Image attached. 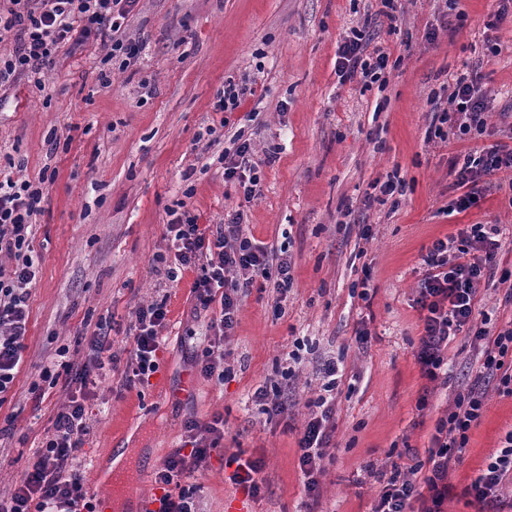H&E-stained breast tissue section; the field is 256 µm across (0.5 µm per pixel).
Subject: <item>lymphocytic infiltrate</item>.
<instances>
[{
    "mask_svg": "<svg viewBox=\"0 0 512 512\" xmlns=\"http://www.w3.org/2000/svg\"><path fill=\"white\" fill-rule=\"evenodd\" d=\"M139 0H6L0 6V39L13 34L17 46L0 54V87L19 81L44 89L45 76L56 65L65 46L99 43L104 51L99 60L101 86L112 83V68H127L142 51L139 43L126 39L123 26ZM367 29L353 30L336 53V73L341 82L362 86L385 83L389 55L384 48L371 47ZM488 106L482 75L471 70L455 82L440 122H454L460 134H485L489 129ZM233 153L221 156L224 178L237 181L245 200L261 194L260 179L252 164V147L235 138ZM462 193L450 211L463 212L479 206L490 189L512 190V144L497 142L468 151L457 169ZM45 200L42 182L13 178L0 171V255L13 262L0 267V396L7 394L23 361L29 319V288L36 278L38 259L30 236ZM241 212L230 214L224 226L200 227L196 219L173 214L165 238L175 259L185 269H197L192 293L197 305L212 310L208 335L196 350L193 366L203 377L224 380V341L231 335L240 308V283L253 277L274 278L277 291L291 284L286 258L253 243L243 233ZM500 229L495 224H469L437 239L423 258L416 304L422 311V334L416 360L429 381L438 380L445 365V352L459 334H466L478 351L482 364L473 383L458 393L454 408L440 419L431 439L426 462L405 466L392 463L390 475L371 512H442L449 470L460 461L469 432L485 410L486 384L512 396V327L493 329L490 316L476 317L479 285L492 279L501 249ZM167 324L164 302H151L136 312L133 348L127 361L112 351L109 328L99 324L89 338L91 354L86 361L67 359L59 349V361L44 366L40 379L49 387H62L66 401L45 434L29 470L9 497L0 498V512H97L88 495L78 454L90 431L89 403L93 398L92 376L104 368L120 369L126 386L148 382L159 369L163 347L161 331ZM341 373L337 361H328L324 393L314 400V409L298 441L299 466L308 496L306 512H315L320 494L318 475L335 431L334 391ZM184 440L161 463L155 474L159 490L156 512H198V487L192 477L212 455L221 451L224 421L188 419ZM512 481V431L500 450L480 469L467 492L475 500L497 506L501 490Z\"/></svg>",
    "mask_w": 512,
    "mask_h": 512,
    "instance_id": "1",
    "label": "lymphocytic infiltrate"
}]
</instances>
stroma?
Segmentation results:
<instances>
[{
  "mask_svg": "<svg viewBox=\"0 0 512 512\" xmlns=\"http://www.w3.org/2000/svg\"><path fill=\"white\" fill-rule=\"evenodd\" d=\"M380 0H140L125 22L143 52L97 79L98 46L61 54L44 90L27 82L0 101V164L19 177L52 172L44 211L32 228L38 256L30 290L23 363L0 402V497L27 471L65 400L61 388L32 391L42 365L65 347L85 361L99 320H110L112 350L127 358L137 309L165 301L156 381L126 388L101 370L90 432L78 458L90 495L119 474L142 493L179 446L183 422L224 420V452L195 481L200 512H225L232 454L262 461L251 512H303L308 497L298 439L323 366L342 361L336 431L319 478L316 512H370L388 452L406 465L425 459L439 418L470 385L478 364L466 336L448 346L446 380L423 378L415 354L422 329L415 304L422 257L466 224L501 230L499 266L482 282L480 307L496 328L512 326V195L492 190L479 207L448 211L458 196L448 160L486 147L512 129V23L497 31L492 55L485 23L493 0H397L396 20ZM369 24L390 55L383 87L340 83L336 53L351 29ZM480 66L492 135L458 139L440 124L457 77ZM252 79L235 111L215 112L226 80ZM243 134L259 166L261 194L245 201L217 158ZM398 188L368 203L376 183ZM185 204L198 223L222 224L241 211L244 233L290 263L291 286L278 293L257 276L242 286L238 323L224 347L226 382L193 373L195 336L210 312L191 294L195 271L168 256L165 225ZM370 334L368 346L355 332ZM284 402L263 414L258 388ZM425 409H418L420 397ZM512 431V397L488 388L486 409L448 473L443 512H488L466 489Z\"/></svg>",
  "mask_w": 512,
  "mask_h": 512,
  "instance_id": "35a3bbf8",
  "label": "stroma"
}]
</instances>
